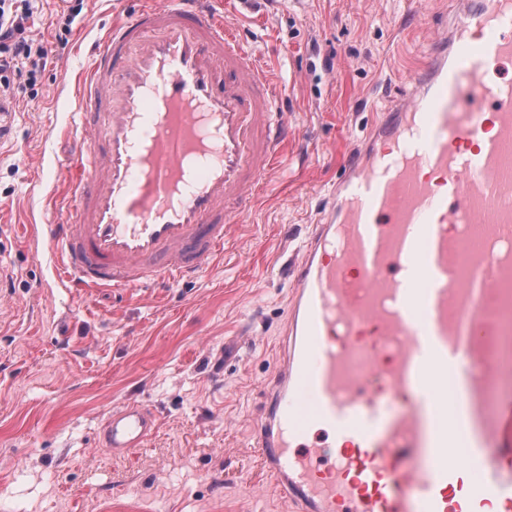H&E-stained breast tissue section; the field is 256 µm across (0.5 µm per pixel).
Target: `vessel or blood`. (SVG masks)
Listing matches in <instances>:
<instances>
[{"instance_id":"obj_1","label":"vessel or blood","mask_w":512,"mask_h":512,"mask_svg":"<svg viewBox=\"0 0 512 512\" xmlns=\"http://www.w3.org/2000/svg\"><path fill=\"white\" fill-rule=\"evenodd\" d=\"M219 0H140L80 83L67 286L147 291L223 249L282 157V88ZM512 0H469L376 114L292 262L253 446L292 512H512ZM156 413L114 407L97 447Z\"/></svg>"}]
</instances>
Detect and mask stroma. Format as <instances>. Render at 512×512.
Wrapping results in <instances>:
<instances>
[{
  "mask_svg": "<svg viewBox=\"0 0 512 512\" xmlns=\"http://www.w3.org/2000/svg\"><path fill=\"white\" fill-rule=\"evenodd\" d=\"M243 42L274 69L296 136L238 232L196 278L148 294L72 295L46 227L77 172L78 83L134 0H37L48 49L16 87L0 144V512H286L250 448L303 247L376 111L401 100L448 0H234ZM137 399L159 424L114 457L100 422Z\"/></svg>",
  "mask_w": 512,
  "mask_h": 512,
  "instance_id": "35a3bbf8",
  "label": "stroma"
}]
</instances>
